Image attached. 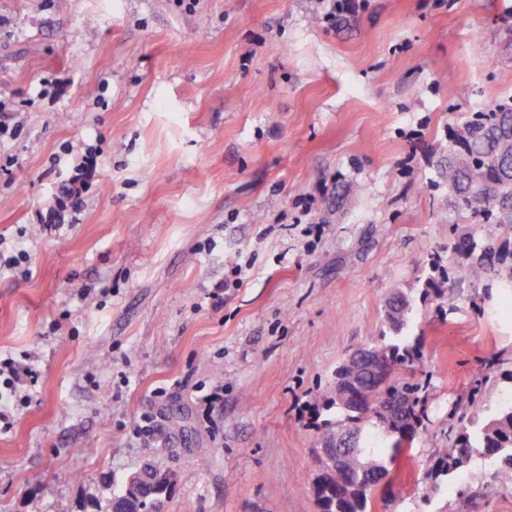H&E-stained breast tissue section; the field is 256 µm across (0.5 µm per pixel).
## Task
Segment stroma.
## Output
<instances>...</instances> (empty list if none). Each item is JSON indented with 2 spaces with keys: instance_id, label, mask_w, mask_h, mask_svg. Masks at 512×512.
<instances>
[{
  "instance_id": "stroma-1",
  "label": "stroma",
  "mask_w": 512,
  "mask_h": 512,
  "mask_svg": "<svg viewBox=\"0 0 512 512\" xmlns=\"http://www.w3.org/2000/svg\"><path fill=\"white\" fill-rule=\"evenodd\" d=\"M314 6L0 0L23 124L0 139V237L31 255L26 274L0 258V357L40 372L7 408L0 512H104L147 462L176 475L164 512H319L318 397L395 289L427 429L371 512H455L481 485L434 450L479 360H503L484 402L512 396V303L448 256L468 221L448 147L512 96V0H363L332 25ZM90 146L75 212L58 198ZM435 259L455 301L421 295Z\"/></svg>"
}]
</instances>
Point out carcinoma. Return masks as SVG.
Listing matches in <instances>:
<instances>
[{
	"label": "carcinoma",
	"mask_w": 512,
	"mask_h": 512,
	"mask_svg": "<svg viewBox=\"0 0 512 512\" xmlns=\"http://www.w3.org/2000/svg\"><path fill=\"white\" fill-rule=\"evenodd\" d=\"M448 198L471 219L463 228L451 225L448 255L472 286L495 281L512 288V98L473 113L451 140ZM448 285L453 281L434 263L423 297L432 292L440 298ZM412 310L413 301L401 292L385 301L384 330L368 344L385 361V375L344 361L322 396V409L336 414V421L326 423V456L319 459L314 485L320 512H370L376 482L407 451L404 436L416 441L424 425L419 406L426 387L414 375L421 345L405 334ZM499 371L500 360L480 361L476 384L456 395L448 441L436 449L442 474L451 478L480 457L499 486L512 488V403L494 412L479 397L483 383ZM346 439L338 467L336 448ZM174 484V473L145 466L113 491L106 512H160Z\"/></svg>",
	"instance_id": "carcinoma-1"
}]
</instances>
